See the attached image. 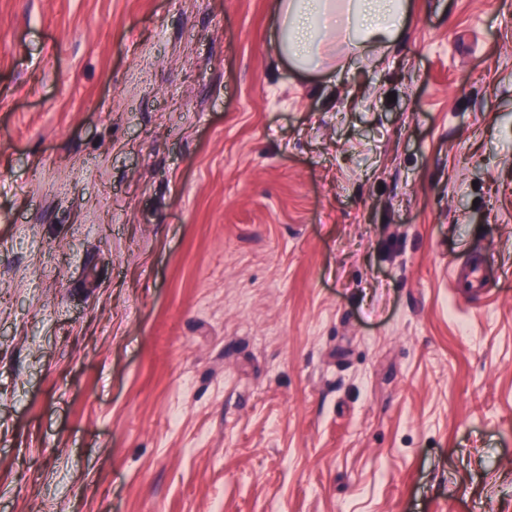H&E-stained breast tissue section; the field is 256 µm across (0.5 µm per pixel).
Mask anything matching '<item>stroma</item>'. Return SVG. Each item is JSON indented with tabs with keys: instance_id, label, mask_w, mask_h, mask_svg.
Wrapping results in <instances>:
<instances>
[{
	"instance_id": "35a3bbf8",
	"label": "stroma",
	"mask_w": 512,
	"mask_h": 512,
	"mask_svg": "<svg viewBox=\"0 0 512 512\" xmlns=\"http://www.w3.org/2000/svg\"><path fill=\"white\" fill-rule=\"evenodd\" d=\"M273 4L0 0V512H512V0ZM276 1V50L298 69L320 66V45H333L336 38L358 49L393 42L411 11L410 0ZM452 273L458 285L469 293L478 292L485 285V267L480 259L472 260L460 269L453 268Z\"/></svg>"
}]
</instances>
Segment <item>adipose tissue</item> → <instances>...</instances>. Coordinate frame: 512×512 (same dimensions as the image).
I'll return each mask as SVG.
<instances>
[{
  "instance_id": "adipose-tissue-1",
  "label": "adipose tissue",
  "mask_w": 512,
  "mask_h": 512,
  "mask_svg": "<svg viewBox=\"0 0 512 512\" xmlns=\"http://www.w3.org/2000/svg\"><path fill=\"white\" fill-rule=\"evenodd\" d=\"M410 0H277V52L299 69L320 66V46L393 42L406 25Z\"/></svg>"
}]
</instances>
